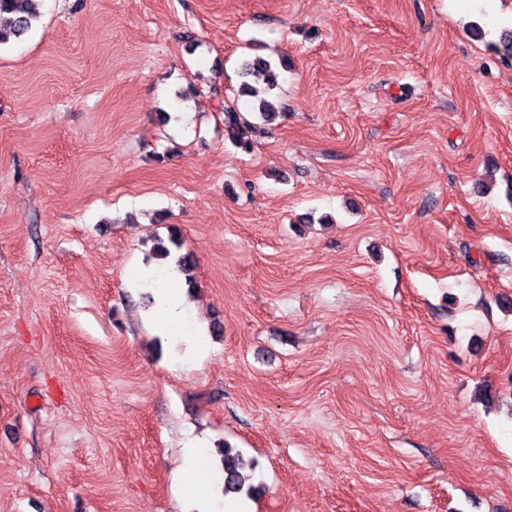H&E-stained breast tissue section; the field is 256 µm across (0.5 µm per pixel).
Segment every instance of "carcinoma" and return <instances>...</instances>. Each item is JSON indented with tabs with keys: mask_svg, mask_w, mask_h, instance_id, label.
Instances as JSON below:
<instances>
[{
	"mask_svg": "<svg viewBox=\"0 0 512 512\" xmlns=\"http://www.w3.org/2000/svg\"><path fill=\"white\" fill-rule=\"evenodd\" d=\"M41 0H0V46L19 40L31 31L41 16ZM248 74L261 71L265 77V88L257 90L249 84L242 87V94L259 98L260 121H254L249 112H243L233 105L223 106L224 128L230 139L245 152L252 150L253 142L268 134V125L275 120L278 112L273 103L260 96L269 93L279 85L280 74L264 58L256 57L245 64ZM224 472V495L250 493L246 488L247 476L241 472L239 455L225 448L222 451Z\"/></svg>",
	"mask_w": 512,
	"mask_h": 512,
	"instance_id": "obj_1",
	"label": "carcinoma"
}]
</instances>
